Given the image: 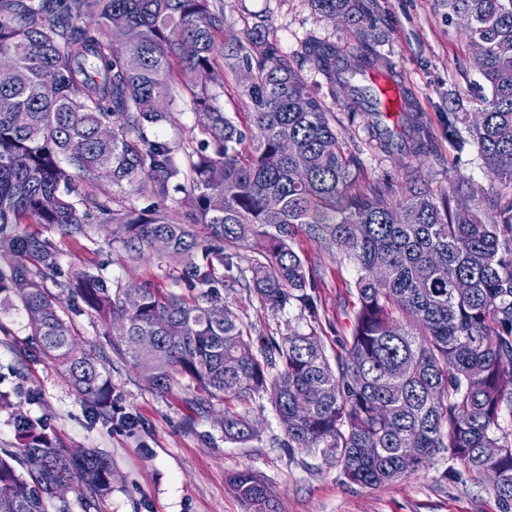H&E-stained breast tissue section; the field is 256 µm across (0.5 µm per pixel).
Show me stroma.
<instances>
[{"label":"stroma","instance_id":"obj_1","mask_svg":"<svg viewBox=\"0 0 512 512\" xmlns=\"http://www.w3.org/2000/svg\"><path fill=\"white\" fill-rule=\"evenodd\" d=\"M216 5L224 12L225 53H236L252 40L277 46L300 65L307 84L335 112L341 139L350 146L359 143L360 132L344 120L345 91L330 92L325 76L305 58V46L312 40L352 49L357 22L325 18L310 0H216ZM374 18L383 36L380 51L392 63V78L416 98L434 148L425 157L364 152L368 178L412 179L439 194L447 191L453 171L474 185L497 188L477 150L457 154L443 128L448 110L471 106L469 82L458 69L466 50L458 27L448 24L437 0H377ZM98 236L94 254L68 237H56L55 242L64 262L83 267L100 257L109 262L110 278H149L156 287L182 292L178 264L159 262L149 254L138 267L125 266L120 245H107L106 231ZM299 253L322 274L314 327L332 358L351 333L356 273L339 255L324 252L309 239H301ZM224 302L245 325L277 336L287 334L289 321L299 315L295 308L268 312L242 290L226 293ZM29 333L20 310L0 309V392H10L32 418L47 420L68 447L95 448L112 459L111 493L88 504L69 493L71 512H253L227 483L230 473L245 468L268 484L274 512H500L489 478L459 471L457 462L444 453L392 484L350 483L336 463L281 448L284 430L269 405L260 414L258 438L227 441L212 420L196 417L181 388L158 395L140 372L118 359L108 372L113 393L143 424L132 433L90 424L84 403L59 370L26 352Z\"/></svg>","mask_w":512,"mask_h":512}]
</instances>
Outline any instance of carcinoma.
<instances>
[{
  "label": "carcinoma",
  "mask_w": 512,
  "mask_h": 512,
  "mask_svg": "<svg viewBox=\"0 0 512 512\" xmlns=\"http://www.w3.org/2000/svg\"><path fill=\"white\" fill-rule=\"evenodd\" d=\"M214 2L0 0V59L10 64L0 73V294L16 300L39 353L62 367L94 423L113 425L122 408L106 378L110 356L74 349L73 316L86 308L121 326L112 354L153 372V392L184 379L197 416L224 406L226 441L257 435L239 405L265 398L282 447L336 461L352 483L396 482L446 452L468 473L495 472L502 512H512V421L503 418H512V0H439L448 23L469 19L459 69L480 76L469 92L482 119L448 111V142L477 148L499 181L489 192L456 174L441 194L366 180L361 150L342 142L336 115L288 56L266 43L222 57ZM375 2L311 0L363 27L349 53L313 43L308 54L331 93H349V120L370 118L372 151L427 156L432 135L415 106L390 126L361 81L381 61ZM116 16L139 37L114 41ZM239 59L252 74L244 126L216 105L224 69ZM182 74L197 121L180 153L158 130L177 122ZM102 170L119 189L151 183L159 201L118 205L107 193L80 203L103 216L130 266L163 241L159 258L183 265L188 294L113 281L96 260L66 267L51 239L25 229L93 241L75 188ZM172 189L183 194L178 219L165 203ZM300 234L357 271L351 335L333 362L313 326L254 338L224 304L243 288L273 314L295 306L315 316L316 270L295 250ZM14 427L16 448L0 449V512H70L58 490L74 484L92 497L111 492L104 453L60 444L18 407ZM230 486L272 512L256 473L239 471Z\"/></svg>",
  "instance_id": "carcinoma-1"
}]
</instances>
